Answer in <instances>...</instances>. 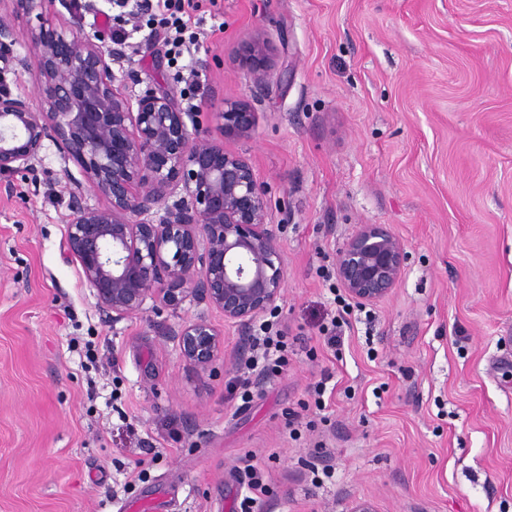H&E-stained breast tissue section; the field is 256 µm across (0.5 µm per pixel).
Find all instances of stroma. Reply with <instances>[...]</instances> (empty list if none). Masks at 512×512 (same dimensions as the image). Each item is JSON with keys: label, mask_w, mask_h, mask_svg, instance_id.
<instances>
[{"label": "stroma", "mask_w": 512, "mask_h": 512, "mask_svg": "<svg viewBox=\"0 0 512 512\" xmlns=\"http://www.w3.org/2000/svg\"><path fill=\"white\" fill-rule=\"evenodd\" d=\"M196 2L205 124L220 135L228 97L259 115L224 146L282 227L288 365L246 403L248 334L219 313L205 372L173 336L203 306L113 322L65 253L80 169L46 143L0 175V512H128L160 490L159 512H235L248 455L268 476L258 512H512V0ZM77 3L46 16L112 49L107 0ZM257 33L259 83L236 60ZM112 70L182 89L154 49ZM362 224L390 227L405 269L333 350L321 273ZM326 371L320 411L308 388Z\"/></svg>", "instance_id": "obj_1"}]
</instances>
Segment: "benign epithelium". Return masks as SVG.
Masks as SVG:
<instances>
[{"instance_id": "7a95c632", "label": "benign epithelium", "mask_w": 512, "mask_h": 512, "mask_svg": "<svg viewBox=\"0 0 512 512\" xmlns=\"http://www.w3.org/2000/svg\"><path fill=\"white\" fill-rule=\"evenodd\" d=\"M26 20L35 51L14 52V25L0 16V175L41 161L45 141L80 167L86 187L109 200L83 205L73 194L66 243L112 322L146 311L203 304L224 324L249 328L272 312L285 287L279 225L269 223L266 190L250 162L224 149L199 112L174 95L114 88L112 55L90 37L66 32L42 0H8ZM238 65L256 81L268 69L266 44L253 36ZM33 73L37 98L15 96L6 74ZM224 136L249 138L251 105L224 99ZM406 253L385 224H362L339 251L336 276L349 297L376 303L398 285ZM180 361L205 371L224 355L221 331L204 315L182 324Z\"/></svg>"}]
</instances>
